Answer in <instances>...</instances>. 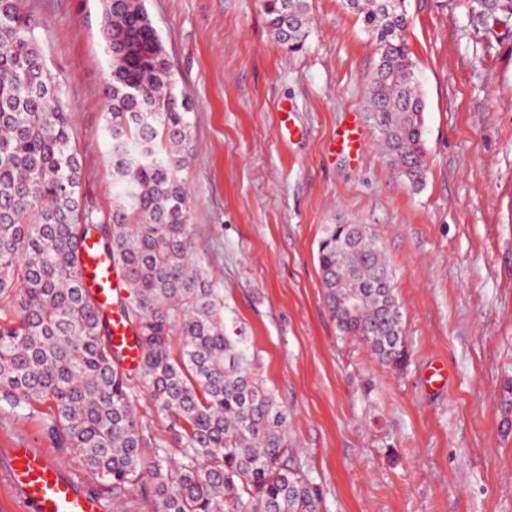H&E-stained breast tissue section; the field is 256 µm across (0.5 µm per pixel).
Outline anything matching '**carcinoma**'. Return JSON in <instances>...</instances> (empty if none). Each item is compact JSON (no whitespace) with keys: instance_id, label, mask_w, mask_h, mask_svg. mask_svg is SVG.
<instances>
[{"instance_id":"cac0c4a2","label":"carcinoma","mask_w":512,"mask_h":512,"mask_svg":"<svg viewBox=\"0 0 512 512\" xmlns=\"http://www.w3.org/2000/svg\"><path fill=\"white\" fill-rule=\"evenodd\" d=\"M404 0H345L376 44L368 118L389 164L424 179L425 102L404 35ZM111 56L104 90L112 209L80 196L72 107L52 76L25 0H0V403L52 413L57 447L102 487L134 489L160 512H319L294 456L288 408L252 379L248 337L196 254L189 189L193 102L179 87L145 0H102ZM485 24L512 0H471ZM275 42L305 44L307 0H263ZM91 237L121 270L118 310L142 351L112 339V311L83 287ZM317 259L339 332L388 366L408 358L395 275L365 224H327Z\"/></svg>"}]
</instances>
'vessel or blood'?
Segmentation results:
<instances>
[{
    "label": "vessel or blood",
    "instance_id": "obj_1",
    "mask_svg": "<svg viewBox=\"0 0 512 512\" xmlns=\"http://www.w3.org/2000/svg\"><path fill=\"white\" fill-rule=\"evenodd\" d=\"M364 143L359 127L351 125L336 134L335 146L341 151L358 153ZM85 267V287L97 291L101 300L123 288L124 282L111 268L107 257L93 239L82 245ZM112 335L117 345L126 351L129 365L140 360V350L120 316L112 318ZM12 490L18 495L26 512H105L102 501L83 491L77 482L65 475L59 464L47 453L34 448L11 449L0 465Z\"/></svg>",
    "mask_w": 512,
    "mask_h": 512
}]
</instances>
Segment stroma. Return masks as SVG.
<instances>
[{
  "label": "stroma",
  "mask_w": 512,
  "mask_h": 512,
  "mask_svg": "<svg viewBox=\"0 0 512 512\" xmlns=\"http://www.w3.org/2000/svg\"><path fill=\"white\" fill-rule=\"evenodd\" d=\"M296 52L262 0H146L194 100L187 170L197 253L248 336L252 372L290 413L321 512H512V24L468 0H405L425 101L426 172L413 190L367 118L377 56L343 0H308ZM50 72L72 105L82 199L112 202L102 90V0H27ZM357 123L360 155L336 151ZM328 224H365L396 274L409 358L382 364L339 333L317 248ZM50 410L0 408V458L50 454L105 512H154L103 490L44 431Z\"/></svg>",
  "instance_id": "1"
}]
</instances>
